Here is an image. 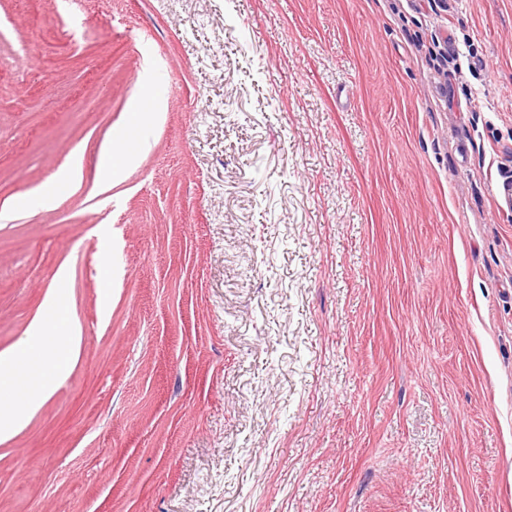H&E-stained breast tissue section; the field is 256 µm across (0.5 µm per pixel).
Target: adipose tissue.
<instances>
[{
    "mask_svg": "<svg viewBox=\"0 0 512 512\" xmlns=\"http://www.w3.org/2000/svg\"><path fill=\"white\" fill-rule=\"evenodd\" d=\"M79 334L58 290H51L41 315L28 328L27 340L11 352L0 355V438L18 428L28 410L49 397L67 373ZM35 367L33 387L21 398H13L15 368Z\"/></svg>",
    "mask_w": 512,
    "mask_h": 512,
    "instance_id": "1",
    "label": "adipose tissue"
}]
</instances>
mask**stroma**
Here are the masks:
<instances>
[{"label":"stroma","instance_id":"1","mask_svg":"<svg viewBox=\"0 0 512 512\" xmlns=\"http://www.w3.org/2000/svg\"><path fill=\"white\" fill-rule=\"evenodd\" d=\"M507 178L512 0H0V512H512ZM134 153L125 137L102 153L99 171L103 185H110L121 176L124 167L134 159ZM62 335L68 337L65 346L57 343ZM79 335L62 294L57 289L51 290L44 301L43 313L36 316L28 328V339L11 352L0 355V363L4 365L0 377V439L18 428L26 412L49 397L65 378L73 344ZM30 366L37 369L33 387L24 395L32 385L29 374L14 392L19 399L10 398L14 387L10 369Z\"/></svg>","mask_w":512,"mask_h":512}]
</instances>
